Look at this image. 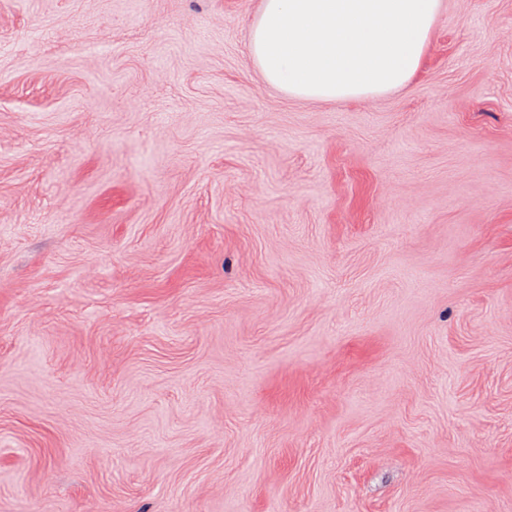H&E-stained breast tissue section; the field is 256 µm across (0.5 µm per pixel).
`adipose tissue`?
<instances>
[{"label": "adipose tissue", "instance_id": "1", "mask_svg": "<svg viewBox=\"0 0 512 512\" xmlns=\"http://www.w3.org/2000/svg\"><path fill=\"white\" fill-rule=\"evenodd\" d=\"M440 0H263L248 53L271 85L304 100L368 99L418 71Z\"/></svg>", "mask_w": 512, "mask_h": 512}]
</instances>
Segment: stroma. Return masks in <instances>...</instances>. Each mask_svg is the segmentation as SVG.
I'll use <instances>...</instances> for the list:
<instances>
[{
  "instance_id": "obj_1",
  "label": "stroma",
  "mask_w": 512,
  "mask_h": 512,
  "mask_svg": "<svg viewBox=\"0 0 512 512\" xmlns=\"http://www.w3.org/2000/svg\"><path fill=\"white\" fill-rule=\"evenodd\" d=\"M263 0H0V512H512V0L308 101Z\"/></svg>"
}]
</instances>
